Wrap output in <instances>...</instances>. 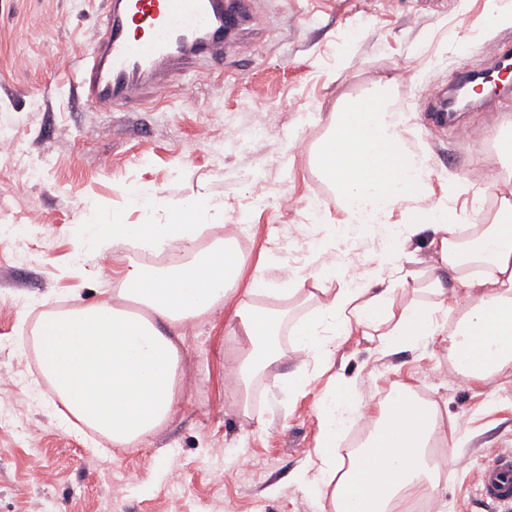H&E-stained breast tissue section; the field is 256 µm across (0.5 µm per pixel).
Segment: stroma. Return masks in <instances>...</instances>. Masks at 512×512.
Here are the masks:
<instances>
[{
	"label": "stroma",
	"mask_w": 512,
	"mask_h": 512,
	"mask_svg": "<svg viewBox=\"0 0 512 512\" xmlns=\"http://www.w3.org/2000/svg\"><path fill=\"white\" fill-rule=\"evenodd\" d=\"M107 0H0V128L14 136L0 153V203L21 229L18 246L0 245V512H321L299 481L319 432L316 401L328 382L287 392L299 364L290 346L249 384V410L225 395L227 359L239 352L225 327L232 309L184 330L187 378L169 420L144 444L94 453V434L60 422L61 398L28 352L31 330L47 308L111 298L118 285L99 257L78 254L84 224L109 215L126 224H168L176 204L206 195L214 210L198 224H232L245 265L238 298L256 269L290 279L327 244L340 219L312 155L328 116L349 97L371 94L400 69L392 100L410 121L412 149L427 153L434 181L461 174L480 196L484 222L500 214L512 187L495 184L500 164L483 112L462 113L470 141L425 128L421 98L447 87L460 67L484 68L512 39V0H258L254 52L212 61L215 80L176 76L164 101L96 111L81 100L68 54L87 51ZM507 23L489 27L490 14ZM267 130L262 148H238L245 125ZM261 173L265 195L250 193ZM152 188L153 211L130 210L126 189ZM294 209L279 205L282 195ZM361 336L339 365L358 377L363 400H382L396 381L437 401L459 442L460 464L441 487L446 512H490L480 494L485 463L512 450V370L494 381L446 382L452 373L442 339L428 350L402 349L378 360ZM183 476L182 489L169 481ZM117 495H108V487Z\"/></svg>",
	"instance_id": "stroma-1"
}]
</instances>
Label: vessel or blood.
<instances>
[{"label": "vessel or blood", "instance_id": "obj_1", "mask_svg": "<svg viewBox=\"0 0 512 512\" xmlns=\"http://www.w3.org/2000/svg\"><path fill=\"white\" fill-rule=\"evenodd\" d=\"M256 0H110L92 48L78 58L86 106L120 110L160 101L183 72L214 78L208 59L251 53L247 37ZM428 121L454 123L449 99L427 102ZM484 501L512 512V454L495 456L481 474Z\"/></svg>", "mask_w": 512, "mask_h": 512}]
</instances>
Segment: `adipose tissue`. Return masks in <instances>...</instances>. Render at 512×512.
<instances>
[{
    "mask_svg": "<svg viewBox=\"0 0 512 512\" xmlns=\"http://www.w3.org/2000/svg\"><path fill=\"white\" fill-rule=\"evenodd\" d=\"M390 85L351 99L329 116L315 164L330 183L343 223L380 239L374 268L350 274L345 259L319 260L280 284L256 272L248 300L238 301L229 335H242L229 396L240 400L251 376L275 363L274 343L283 311L250 304L256 295L304 293L308 280L337 279L322 289L310 319L291 328L302 369L289 388L329 374L319 397V433L309 455L312 488L324 512H406L412 500L439 502L448 470L432 455L446 442L448 426L436 401L397 383L377 404L363 402L357 377L334 369L346 341L365 337L376 355L403 348L426 349L444 337L447 357L460 374L491 381L512 368V223L497 218L471 223L479 208L454 207L467 180L457 175L434 185L427 154L410 150L405 114L391 110ZM205 196L178 204L177 224H111L98 217L86 224L81 247L108 255L118 244H176L188 261L167 267L130 263L120 271L112 300L40 317L35 344L45 376L67 409L113 447H137L170 417L180 382L185 324L233 297L244 257L219 224L204 226L208 248L192 247L189 218L208 209ZM427 237L432 253L430 301L408 299L418 272L409 245ZM361 415L372 429L352 459L338 456L342 416Z\"/></svg>",
    "mask_w": 512,
    "mask_h": 512,
    "instance_id": "obj_1",
    "label": "adipose tissue"
}]
</instances>
